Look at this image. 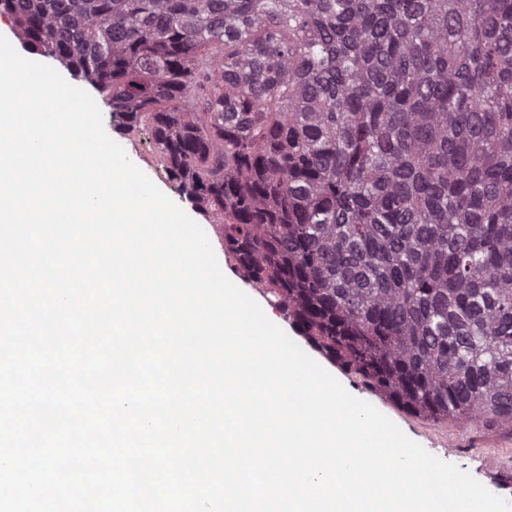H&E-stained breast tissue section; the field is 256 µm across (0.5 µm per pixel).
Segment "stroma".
<instances>
[{
	"mask_svg": "<svg viewBox=\"0 0 512 512\" xmlns=\"http://www.w3.org/2000/svg\"><path fill=\"white\" fill-rule=\"evenodd\" d=\"M97 105L107 134L161 191L177 204H184L177 186L166 179L158 164L149 135L139 128L118 129L105 100H98ZM335 376L349 393L374 405L426 451L469 472L492 493L512 500V423L489 430L478 421H432L411 415L387 397L365 390L357 378L343 370H336Z\"/></svg>",
	"mask_w": 512,
	"mask_h": 512,
	"instance_id": "35a3bbf8",
	"label": "stroma"
}]
</instances>
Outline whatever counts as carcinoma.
Here are the masks:
<instances>
[{
	"instance_id": "cac0c4a2",
	"label": "carcinoma",
	"mask_w": 512,
	"mask_h": 512,
	"mask_svg": "<svg viewBox=\"0 0 512 512\" xmlns=\"http://www.w3.org/2000/svg\"><path fill=\"white\" fill-rule=\"evenodd\" d=\"M224 253L410 414L512 422V0H0Z\"/></svg>"
}]
</instances>
